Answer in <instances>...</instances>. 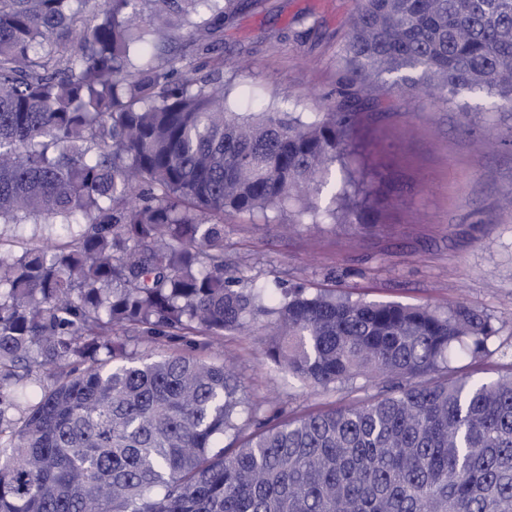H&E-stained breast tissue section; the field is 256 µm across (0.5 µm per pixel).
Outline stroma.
<instances>
[{
  "label": "stroma",
  "mask_w": 512,
  "mask_h": 512,
  "mask_svg": "<svg viewBox=\"0 0 512 512\" xmlns=\"http://www.w3.org/2000/svg\"><path fill=\"white\" fill-rule=\"evenodd\" d=\"M357 0H235L211 63H223L239 112L274 105L318 112L345 75L342 49ZM448 107L429 94L365 104L357 164L377 199L363 224H297L287 213H228L224 260L244 286L333 288L355 300L429 304L465 300L498 328L482 360L451 353L450 366L489 378L512 368V112H476L479 100ZM64 224H4L0 250L36 240L62 243ZM258 325L224 338L259 419L369 400L380 385L358 378L324 390L289 377L266 356Z\"/></svg>",
  "instance_id": "1"
}]
</instances>
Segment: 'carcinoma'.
Instances as JSON below:
<instances>
[{"instance_id":"carcinoma-1","label":"carcinoma","mask_w":512,"mask_h":512,"mask_svg":"<svg viewBox=\"0 0 512 512\" xmlns=\"http://www.w3.org/2000/svg\"><path fill=\"white\" fill-rule=\"evenodd\" d=\"M233 0H0V224H75L0 254V512H512V374H448L487 351L460 300L363 302L334 289L241 288L224 213L374 209L349 166L360 97L464 95L512 112V0H359L340 100L234 112L211 67ZM288 376L328 389L380 379L366 402L247 432L250 410L202 344L254 324ZM40 394L18 414L10 387ZM139 349L142 352L147 353H153V354H160L165 352H184V353H193L198 355L201 358H209L211 355V352L208 350L204 351H193L190 349L184 341L179 339H170V338H163L160 340H156L155 343H147L142 344Z\"/></svg>"}]
</instances>
